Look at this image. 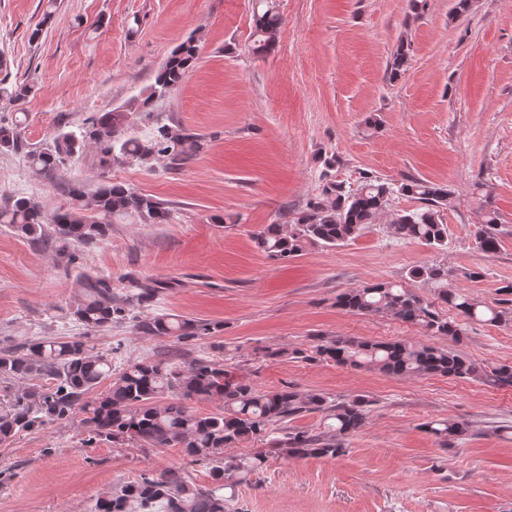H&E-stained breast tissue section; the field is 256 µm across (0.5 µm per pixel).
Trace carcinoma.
I'll return each instance as SVG.
<instances>
[{"instance_id":"obj_1","label":"carcinoma","mask_w":512,"mask_h":512,"mask_svg":"<svg viewBox=\"0 0 512 512\" xmlns=\"http://www.w3.org/2000/svg\"><path fill=\"white\" fill-rule=\"evenodd\" d=\"M265 10L255 20L254 49L265 55L276 45L282 19L275 8ZM197 56L196 42L187 40L175 50L156 72L151 92L142 100L148 107L154 98L175 90ZM33 90L28 83L10 84L0 80V101L15 104ZM131 112L117 107L92 119L76 135L60 130L48 147L27 152L30 166L47 175L62 173L84 143H94L99 151L102 183L86 199L72 188L73 202L52 214L25 197L0 203V224L9 225L17 234L34 240L49 238L45 227L62 242L91 244L106 236L117 219L135 216L147 224H167L171 212L151 195L112 182L107 173L112 164L131 159L148 163L167 158L181 165L200 148L198 141L160 126L148 139L127 134ZM25 149L18 125L0 123V150ZM413 196L424 203L420 210L397 215L394 232L402 239L418 241L434 250L448 248V227L441 223L438 208L446 205L448 190L435 183L412 179L395 185L381 179H367L357 189L343 182H328L325 199L302 213L293 224H268L253 234L256 247L268 257L290 260L307 245L334 248L357 238L387 208L393 194ZM498 223L496 211L485 214V227L478 231L476 243L486 252L498 249L493 231ZM448 268L441 265L416 267L409 271L434 288L438 297L453 305L470 319L492 325L512 320L509 309L482 304L457 289L448 288ZM130 288L119 298L112 291V280L87 276L83 279L82 298L73 308V317L84 327L95 330L124 322L130 307L153 301L164 284L129 279ZM336 306L354 314L393 317L419 325L437 336L458 340L461 329L439 317L431 305L401 284L381 282L345 291L336 296ZM135 330L157 337L188 342L210 333V327L176 314H159L134 324ZM314 353L340 365L377 370L392 376L444 375L464 380H484L483 369L457 351L399 339L393 341L360 340L350 336L319 337ZM0 376L26 379L39 376L49 386L28 393V403L13 413L0 414V440L34 426L70 417L80 410L85 443L122 444L136 442L150 448L179 447L195 461L210 466L211 483L197 485L180 468L169 467L155 473H143L120 488L101 496L97 512H130V504L140 512H227L225 491L234 489L265 463L258 453L239 460L224 458V449L263 434L273 452L286 458L338 457L346 452L345 438L366 424L369 401L362 397L329 401L319 393H302L293 386L260 391L244 377L237 378L218 358L192 359L184 367L162 360H140L115 374L112 358L93 351L83 336L45 337L21 348H0ZM108 390L92 399L103 381ZM169 393L174 401L160 403ZM218 400L219 412L201 415L188 402ZM323 412L330 420V437L314 436L306 431H283L281 425L303 412ZM426 428L443 444L451 445L468 431L467 424L440 420Z\"/></svg>"}]
</instances>
